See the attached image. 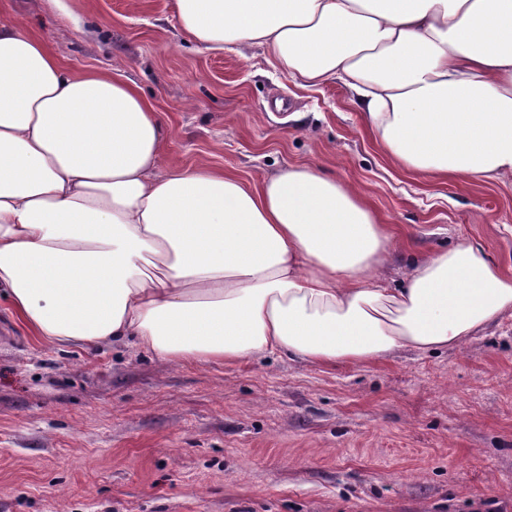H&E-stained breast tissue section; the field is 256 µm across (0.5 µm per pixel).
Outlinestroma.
Masks as SVG:
<instances>
[{"label": "stroma", "instance_id": "1", "mask_svg": "<svg viewBox=\"0 0 512 512\" xmlns=\"http://www.w3.org/2000/svg\"><path fill=\"white\" fill-rule=\"evenodd\" d=\"M15 20L73 71L136 85L166 129L162 171L255 189L319 168L388 225L389 286L462 240L512 275V177L396 163L341 82L202 49L174 0H0ZM0 512H512V315L376 364H168L129 341L57 348L0 300Z\"/></svg>", "mask_w": 512, "mask_h": 512}]
</instances>
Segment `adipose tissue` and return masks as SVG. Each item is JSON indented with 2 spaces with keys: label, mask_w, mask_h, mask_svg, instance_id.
Wrapping results in <instances>:
<instances>
[{
  "label": "adipose tissue",
  "mask_w": 512,
  "mask_h": 512,
  "mask_svg": "<svg viewBox=\"0 0 512 512\" xmlns=\"http://www.w3.org/2000/svg\"><path fill=\"white\" fill-rule=\"evenodd\" d=\"M208 49L258 45L341 81L395 162L512 175V0H174ZM162 122L117 74H79L0 23V293L58 347L134 339L162 362L277 353L315 366L454 348L512 312V278L464 240L403 284L352 184L289 167L259 192L159 175Z\"/></svg>",
  "instance_id": "obj_1"
}]
</instances>
